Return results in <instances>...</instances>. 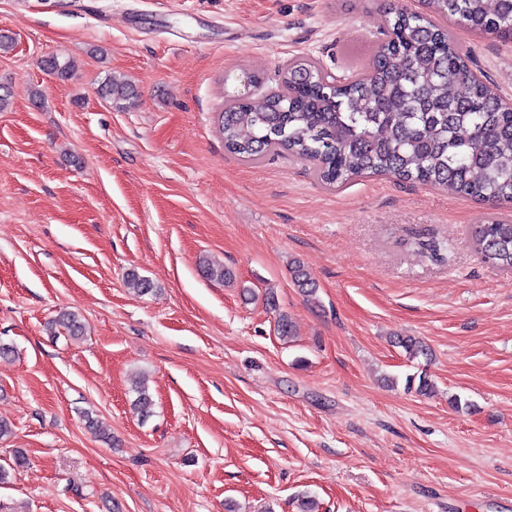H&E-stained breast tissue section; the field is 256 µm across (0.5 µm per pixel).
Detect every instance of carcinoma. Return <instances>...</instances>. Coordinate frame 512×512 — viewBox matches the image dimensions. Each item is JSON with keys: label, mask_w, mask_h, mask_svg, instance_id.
<instances>
[{"label": "carcinoma", "mask_w": 512, "mask_h": 512, "mask_svg": "<svg viewBox=\"0 0 512 512\" xmlns=\"http://www.w3.org/2000/svg\"><path fill=\"white\" fill-rule=\"evenodd\" d=\"M424 10L394 11L390 35L368 66L336 87L314 62L296 59L282 71V89L225 102L224 148L247 161L268 151L286 152L312 163L328 185L356 176L387 175L419 182L450 194L493 205L512 206V112L468 68V55L452 30L432 21L436 14L453 25L512 39V12L503 0H423ZM41 66L60 82L75 70L74 60L52 54ZM103 98L118 103L136 96L133 84L106 78ZM472 242L482 258L512 270V219H493L473 227ZM205 278L230 280L233 272L219 262L199 263ZM292 280L304 295L317 284L292 263ZM126 284L141 294L153 283L135 270ZM51 335L83 336L79 315L64 310L51 322ZM410 358L428 356L429 347L413 336L397 337ZM134 411L141 420L154 413V400L143 382L134 385Z\"/></svg>", "instance_id": "cac0c4a2"}]
</instances>
